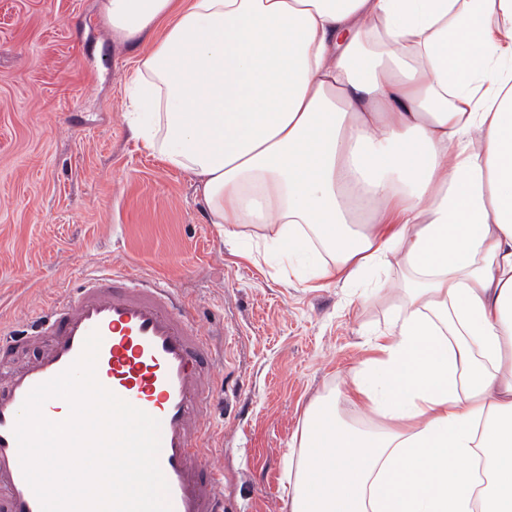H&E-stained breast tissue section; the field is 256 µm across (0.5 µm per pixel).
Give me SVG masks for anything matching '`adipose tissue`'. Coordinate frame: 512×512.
Here are the masks:
<instances>
[{"mask_svg": "<svg viewBox=\"0 0 512 512\" xmlns=\"http://www.w3.org/2000/svg\"><path fill=\"white\" fill-rule=\"evenodd\" d=\"M128 119L224 240L309 283L386 278L289 512H512V0H106ZM370 427L346 419L342 405Z\"/></svg>", "mask_w": 512, "mask_h": 512, "instance_id": "obj_1", "label": "adipose tissue"}]
</instances>
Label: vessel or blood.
<instances>
[{
    "mask_svg": "<svg viewBox=\"0 0 512 512\" xmlns=\"http://www.w3.org/2000/svg\"><path fill=\"white\" fill-rule=\"evenodd\" d=\"M93 331L102 338L98 381L161 424L171 512H224L223 477L204 442L215 389L207 340L166 282L116 268L83 275L28 330L0 326V512H40L19 460L17 414L35 386L79 358ZM32 345L39 354L14 365Z\"/></svg>",
    "mask_w": 512,
    "mask_h": 512,
    "instance_id": "obj_1",
    "label": "vessel or blood"
}]
</instances>
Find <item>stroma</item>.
Masks as SVG:
<instances>
[{"mask_svg":"<svg viewBox=\"0 0 512 512\" xmlns=\"http://www.w3.org/2000/svg\"><path fill=\"white\" fill-rule=\"evenodd\" d=\"M105 0H0V325L109 266L166 281L213 344L226 512H287L288 456L318 397L345 390L384 305L248 259L192 178L128 129L148 42Z\"/></svg>","mask_w":512,"mask_h":512,"instance_id":"35a3bbf8","label":"stroma"}]
</instances>
